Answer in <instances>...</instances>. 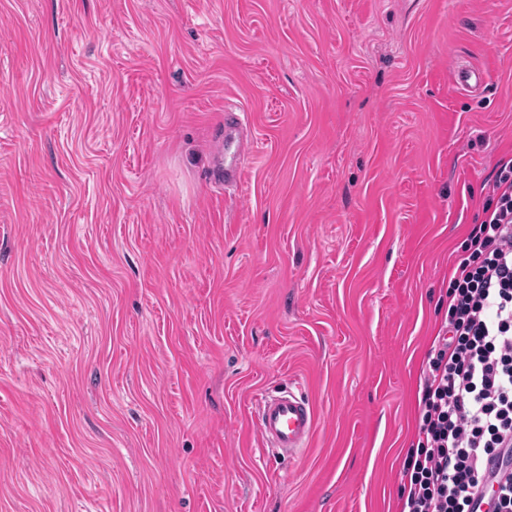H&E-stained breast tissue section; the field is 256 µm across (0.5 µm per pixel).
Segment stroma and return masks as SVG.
Segmentation results:
<instances>
[{"label": "stroma", "instance_id": "stroma-1", "mask_svg": "<svg viewBox=\"0 0 512 512\" xmlns=\"http://www.w3.org/2000/svg\"><path fill=\"white\" fill-rule=\"evenodd\" d=\"M511 153L512 0H0V512H399ZM486 79L487 73L482 68L467 63H460L455 67V83L463 91L475 92L480 90ZM224 144L218 142L215 153L224 151L225 171L224 185L237 186L242 178V164L246 156L247 144L240 134L241 119L230 107L224 109ZM315 427L313 410L301 393L288 389L263 395L258 403V433L269 448L295 455L307 447Z\"/></svg>", "mask_w": 512, "mask_h": 512}]
</instances>
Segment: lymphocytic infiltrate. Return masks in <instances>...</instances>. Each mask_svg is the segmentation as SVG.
Segmentation results:
<instances>
[{"label":"lymphocytic infiltrate","mask_w":512,"mask_h":512,"mask_svg":"<svg viewBox=\"0 0 512 512\" xmlns=\"http://www.w3.org/2000/svg\"><path fill=\"white\" fill-rule=\"evenodd\" d=\"M423 375L400 512H475L488 459L502 465L491 512H512V156L452 267Z\"/></svg>","instance_id":"1"}]
</instances>
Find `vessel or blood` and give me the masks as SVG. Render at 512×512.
<instances>
[{"mask_svg":"<svg viewBox=\"0 0 512 512\" xmlns=\"http://www.w3.org/2000/svg\"><path fill=\"white\" fill-rule=\"evenodd\" d=\"M487 79L484 69L467 63L455 67V83L466 92L481 89ZM224 141L217 144L216 152L225 161V184L238 185L242 178V164L247 144L241 134V120L232 108L224 110ZM316 427L314 413L302 394L282 391L262 396L258 403L257 428L260 439L267 447L288 455H295L307 447Z\"/></svg>","mask_w":512,"mask_h":512,"instance_id":"vessel-or-blood-1","label":"vessel or blood"}]
</instances>
